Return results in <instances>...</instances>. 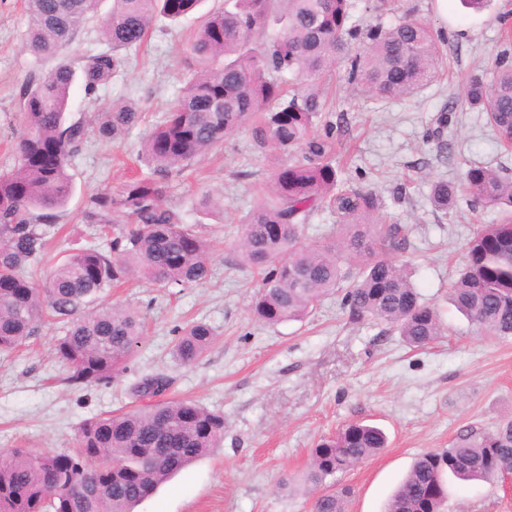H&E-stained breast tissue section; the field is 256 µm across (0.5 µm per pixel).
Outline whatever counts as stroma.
I'll return each instance as SVG.
<instances>
[{"label":"stroma","instance_id":"obj_1","mask_svg":"<svg viewBox=\"0 0 512 512\" xmlns=\"http://www.w3.org/2000/svg\"><path fill=\"white\" fill-rule=\"evenodd\" d=\"M401 10L441 33L442 74L416 96L378 101L358 92L336 65L323 88L332 112L343 115L346 173L381 195L387 222L404 225L403 255L422 298L434 304L445 326L425 348L407 346L385 324L352 325L340 294L326 296L305 321L273 327L248 311L258 281L238 251V220L260 201L270 161L239 134L173 178L168 207L201 225L216 246L206 283L173 293L131 280L112 289L104 303L139 308L145 330L127 371L112 383L86 391L69 386L66 367L52 354L55 327L10 355L0 356V453L14 448H72L79 424L96 415L130 412L142 402L131 394L147 373L172 381L170 396L199 401L223 414L219 448L183 469L141 502L135 512H310L311 496L280 488L298 480L320 437L352 421L386 433L380 454L347 471L334 483L352 494L347 512H384L389 497L415 458L451 446L468 430L495 429L512 418V336L476 334L448 300L465 247L479 225L496 220L492 210L459 204L436 211L428 195L432 180H459L466 163H512L498 146L483 112L464 102L473 74L489 73L503 49L500 15L512 18V0H492L482 13L459 0H400ZM196 22L156 20L130 69L96 100L74 90L73 117L112 102H136L145 125L122 143L92 142L73 163L74 195L60 212L52 254L82 246L95 229L85 218L87 198L118 192L139 171L136 154L149 124L162 119L168 100L183 86L186 44ZM25 0H0V173L14 169L20 133L17 94L36 71L25 48ZM450 107L454 136L445 158H437L426 131L432 116ZM407 194L394 200L395 185ZM223 193L220 209L192 212L202 191ZM204 321L216 333L212 347L193 365L173 355L174 331ZM445 512H512V478L488 482L446 479Z\"/></svg>","mask_w":512,"mask_h":512}]
</instances>
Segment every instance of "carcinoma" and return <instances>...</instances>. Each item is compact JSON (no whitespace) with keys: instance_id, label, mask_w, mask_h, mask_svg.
<instances>
[{"instance_id":"obj_1","label":"carcinoma","mask_w":512,"mask_h":512,"mask_svg":"<svg viewBox=\"0 0 512 512\" xmlns=\"http://www.w3.org/2000/svg\"><path fill=\"white\" fill-rule=\"evenodd\" d=\"M203 0H112L102 26L105 48L73 56L71 44L95 17L99 0H27L26 50L52 65L21 86L22 133L17 166L0 174V354H9L53 319L62 324L52 351L80 388L108 384L124 372L143 326L128 305H105L106 290L136 278L149 285L188 288L210 275L211 244L165 204L172 177L237 133L270 159L267 190L241 224L243 261L260 274L249 309L275 326L302 321L327 294L343 291L351 324L380 322L411 347L441 334L437 310L421 301L407 265L395 259L408 245L405 228L379 219L383 201L341 177L336 158L342 129L320 93L336 61L371 98L412 95L439 78L435 33L406 15L396 23L353 21L356 0H224L198 17L188 42V76L162 120L142 139L151 172L116 194L89 197L85 214L106 236L74 248L41 288L29 271L47 262L57 211L74 193L69 168L92 139L119 142L144 120L129 102H114L93 119H70L71 94L92 99L128 67L159 16L176 22ZM466 102L487 116L497 139L512 140V68L495 59L492 79L474 75ZM439 112L427 134L445 153L451 132ZM509 167L471 165L460 181L434 180L430 200L448 213L464 200L498 210L469 240L450 297L485 335H512V179ZM328 213L337 240L312 242L305 225ZM131 224L114 230V215ZM215 341L196 321L180 328L174 355L195 363ZM162 373L133 388L138 410L84 420L68 453L14 448L0 455V512H134L162 483L209 454L224 435V415L193 400L158 398ZM384 431L352 422L313 449L303 483L313 512H346L350 489L326 488L328 478L378 454ZM512 461V420L492 431H471L447 450L420 455L393 491L387 512H441L444 474L485 481Z\"/></svg>"}]
</instances>
